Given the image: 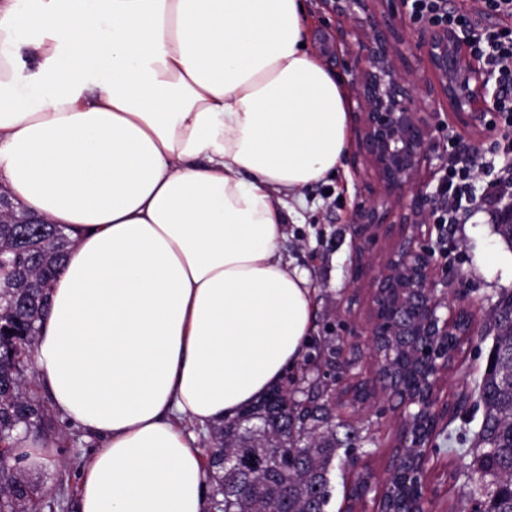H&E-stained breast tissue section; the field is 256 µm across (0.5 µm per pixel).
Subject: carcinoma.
<instances>
[{"instance_id":"obj_1","label":"carcinoma","mask_w":512,"mask_h":512,"mask_svg":"<svg viewBox=\"0 0 512 512\" xmlns=\"http://www.w3.org/2000/svg\"><path fill=\"white\" fill-rule=\"evenodd\" d=\"M71 246L57 224H1L0 325L17 332L0 345V512H33L40 488L25 456L13 448L20 427L55 428L50 395L28 389L36 337L47 315L48 291ZM493 342L488 370L475 381L482 411L476 429L448 435V454L469 458L465 506L449 512H512V289L489 312ZM339 357L324 336L303 355L290 381L273 387L237 418L212 429L208 469L224 512H329L336 463H351L374 438L336 422V383L327 380Z\"/></svg>"}]
</instances>
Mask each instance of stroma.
Instances as JSON below:
<instances>
[{
    "label": "stroma",
    "mask_w": 512,
    "mask_h": 512,
    "mask_svg": "<svg viewBox=\"0 0 512 512\" xmlns=\"http://www.w3.org/2000/svg\"><path fill=\"white\" fill-rule=\"evenodd\" d=\"M309 22L308 42L322 55L336 75H344L345 67L325 53L326 46L336 45L340 26L335 18L323 13L318 0H305ZM361 183L355 173L354 153L346 151L336 178L312 185L304 191V203L298 206L295 224L289 225L284 248L295 265L306 269L316 288L315 333L337 336L339 343L350 341L352 332L366 330L368 301L365 291L357 290L352 279L356 260L353 239V215L361 199ZM450 251L438 257V265L449 272H463L464 278L452 281V288L467 291L474 310H490L499 293L512 289V249L496 233L488 214L476 212L467 223L456 225L449 234ZM495 256V264H486L487 256ZM492 345L488 336H473L463 345L453 367L443 381L445 393L471 389L481 377ZM357 422L369 424L376 443L361 461L376 473H385L397 431L398 418L380 398L362 409ZM53 436L56 453L45 461L29 466L32 478L45 489L36 512H76L78 471L93 447L83 432L58 421ZM439 451L429 464L428 483L438 492V508L445 512L456 503L463 487L457 473L464 468L463 459L449 456L448 443L438 439Z\"/></svg>",
    "instance_id": "obj_1"
}]
</instances>
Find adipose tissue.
I'll list each match as a JSON object with an SVG mask.
<instances>
[{"mask_svg": "<svg viewBox=\"0 0 512 512\" xmlns=\"http://www.w3.org/2000/svg\"><path fill=\"white\" fill-rule=\"evenodd\" d=\"M306 21L303 0H0V192L72 242L35 369L97 443L78 512H206L197 429L306 350L287 218L351 107Z\"/></svg>", "mask_w": 512, "mask_h": 512, "instance_id": "ef3b65f1", "label": "adipose tissue"}]
</instances>
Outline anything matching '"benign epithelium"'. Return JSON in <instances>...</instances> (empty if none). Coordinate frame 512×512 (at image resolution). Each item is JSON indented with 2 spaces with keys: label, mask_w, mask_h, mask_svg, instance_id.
<instances>
[{
  "label": "benign epithelium",
  "mask_w": 512,
  "mask_h": 512,
  "mask_svg": "<svg viewBox=\"0 0 512 512\" xmlns=\"http://www.w3.org/2000/svg\"><path fill=\"white\" fill-rule=\"evenodd\" d=\"M320 5L350 23L341 31L336 56L347 62L357 104L354 159L378 187L374 192L365 186L367 195L354 216L355 281L369 292L364 342L373 371L354 372L358 357L342 351L339 374L363 404L375 393L392 401L400 423L398 446L418 448L427 458L456 416L440 384L458 349L456 337L479 332L476 318L466 332L457 329L472 309L467 295L448 297V276L434 262V253L448 255V238L442 225L431 221L436 197L429 187L448 158L440 133L450 124L492 131L484 117L494 110L496 94L468 38L446 27L417 33L413 40L404 35L408 0H320ZM410 54L419 57L424 71L410 65ZM393 226L395 242L377 250L378 231ZM403 486L411 499L427 491L423 469L413 466Z\"/></svg>",
  "instance_id": "1"
}]
</instances>
